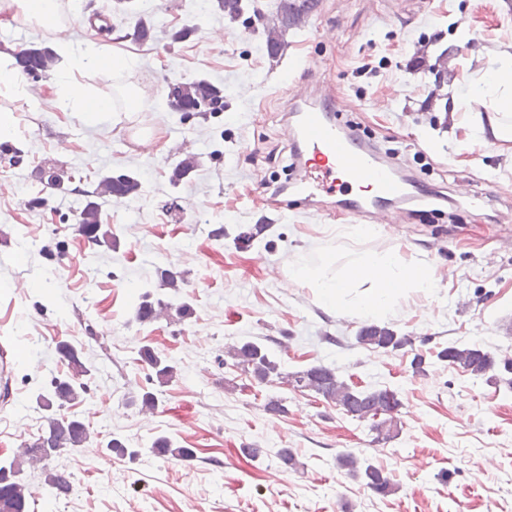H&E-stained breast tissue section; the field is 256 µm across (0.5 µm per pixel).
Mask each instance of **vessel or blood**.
I'll return each mask as SVG.
<instances>
[{"instance_id": "obj_1", "label": "vessel or blood", "mask_w": 512, "mask_h": 512, "mask_svg": "<svg viewBox=\"0 0 512 512\" xmlns=\"http://www.w3.org/2000/svg\"><path fill=\"white\" fill-rule=\"evenodd\" d=\"M295 142V170L288 187L301 203L338 197L343 213L373 224H398L408 201L409 179L400 175L362 136L338 123L332 94H293L292 83L276 85Z\"/></svg>"}]
</instances>
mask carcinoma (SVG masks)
Returning <instances> with one entry per match:
<instances>
[{"label": "carcinoma", "mask_w": 512, "mask_h": 512, "mask_svg": "<svg viewBox=\"0 0 512 512\" xmlns=\"http://www.w3.org/2000/svg\"><path fill=\"white\" fill-rule=\"evenodd\" d=\"M320 0H279L276 22L264 28L265 45L268 55L277 58L284 50L283 33L297 27L317 10ZM217 6L230 19L238 20L244 11L243 0H217ZM16 65L27 72L31 66H39L47 71L54 62L53 52L41 45L32 44L14 53ZM175 110L192 109L196 112L207 107L218 111L224 104V96L217 86L201 79L188 86L173 87ZM106 189L117 197H130L138 194L140 181L131 174L119 173L102 180ZM77 231L87 240L98 246L112 248L116 244L109 225L101 222L96 202H87L80 217ZM162 285L176 292L173 297L156 295L150 291L140 294L133 300L134 318L139 322L155 321L162 314L174 308L182 317L193 315L190 300L177 295L183 276L177 271H160ZM356 342L378 352H396L408 345L405 336L398 335L386 326L366 325L361 327ZM59 353L67 361L68 372L54 381L51 389L40 395V405L49 412L47 427L42 429L26 446L27 452L41 460H50L64 449L83 448L90 440V427L85 419L64 412L65 406L78 400L85 393L86 384L92 369L86 365L75 346L63 344ZM234 365L259 384L267 385L283 378L281 361L262 343L246 342L228 351ZM140 357L152 370L159 385H164L176 375V366L154 350L144 347ZM437 359L461 368L476 379L487 377L512 390V356H498L477 345H449L437 353ZM303 387L334 403L352 419L370 423V430L384 439L390 438L392 426L389 416H397L402 408L398 393L387 387L356 388L344 381L336 370L324 365H313L296 372ZM147 451L155 456H170L182 461H190L194 451L178 448L166 437L152 440ZM341 467L354 477L362 479L364 485L379 496L394 492L395 484L391 474L382 468L362 461L351 454L338 457ZM21 470L13 462H0V512H27L29 491L20 478ZM48 482L59 495H68L72 490L70 474L58 471L48 476Z\"/></svg>", "instance_id": "cac0c4a2"}]
</instances>
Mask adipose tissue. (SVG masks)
<instances>
[{
    "label": "adipose tissue",
    "mask_w": 512,
    "mask_h": 512,
    "mask_svg": "<svg viewBox=\"0 0 512 512\" xmlns=\"http://www.w3.org/2000/svg\"><path fill=\"white\" fill-rule=\"evenodd\" d=\"M57 8V0H0V23L10 24L20 16L54 32L55 46L65 59L54 85L62 109L82 113L87 122L99 123L112 104L108 99L85 95L73 80L74 70L90 68L108 77L130 70L135 61L101 47L75 48L65 35L67 27L59 21ZM468 100L485 113L484 119L470 127V137L480 143L494 142L502 151L512 152V48L497 50L492 64L473 72ZM290 281L313 288L330 309L373 316L393 312L411 293H427L437 286L430 263L409 260L392 251L361 252L342 267L336 256L325 253L316 266H295Z\"/></svg>",
    "instance_id": "ef3b65f1"
}]
</instances>
